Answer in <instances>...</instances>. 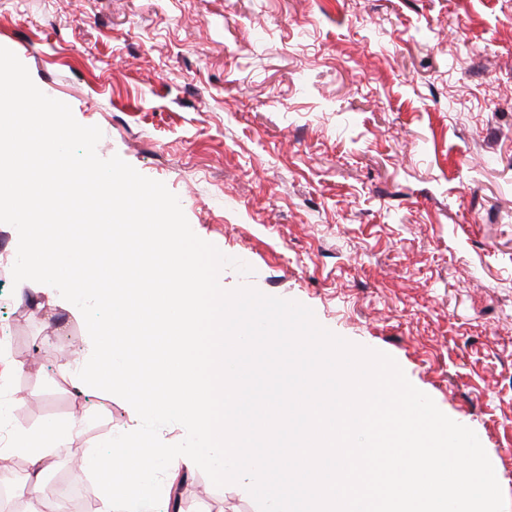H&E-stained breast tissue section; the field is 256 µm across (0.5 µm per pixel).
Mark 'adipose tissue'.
<instances>
[{
	"instance_id": "1",
	"label": "adipose tissue",
	"mask_w": 512,
	"mask_h": 512,
	"mask_svg": "<svg viewBox=\"0 0 512 512\" xmlns=\"http://www.w3.org/2000/svg\"><path fill=\"white\" fill-rule=\"evenodd\" d=\"M77 431L76 424L50 422L38 432L14 430L9 434L5 444L0 446V459L14 455H22L28 459L29 499H36L42 475L51 466L56 449L67 446Z\"/></svg>"
}]
</instances>
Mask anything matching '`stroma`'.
I'll list each match as a JSON object with an SVG mask.
<instances>
[{"label":"stroma","mask_w":512,"mask_h":512,"mask_svg":"<svg viewBox=\"0 0 512 512\" xmlns=\"http://www.w3.org/2000/svg\"><path fill=\"white\" fill-rule=\"evenodd\" d=\"M0 46L244 258L223 289L308 306L471 428L512 512V0H0ZM0 276L6 422L77 420L54 474L96 512L86 459L139 417L71 370L78 308ZM178 479L185 512H258Z\"/></svg>","instance_id":"obj_1"}]
</instances>
